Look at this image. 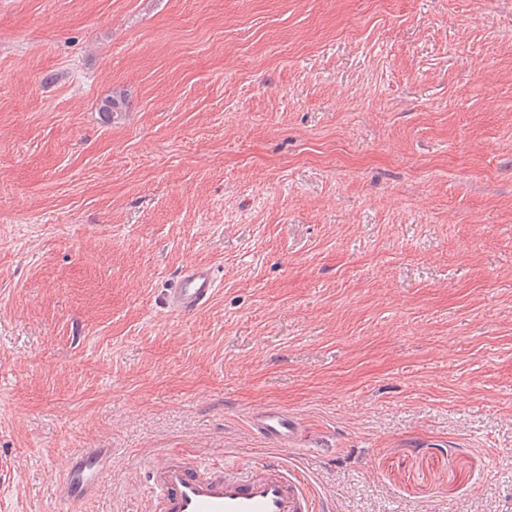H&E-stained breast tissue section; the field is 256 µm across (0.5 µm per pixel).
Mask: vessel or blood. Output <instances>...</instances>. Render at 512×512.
Instances as JSON below:
<instances>
[{
    "label": "vessel or blood",
    "mask_w": 512,
    "mask_h": 512,
    "mask_svg": "<svg viewBox=\"0 0 512 512\" xmlns=\"http://www.w3.org/2000/svg\"><path fill=\"white\" fill-rule=\"evenodd\" d=\"M217 291L212 269L187 263L166 294L172 314L191 316L207 307ZM250 426L279 448L291 447L298 424L287 411L267 406L253 412ZM103 449L88 448L63 465L56 497L82 503L101 482ZM145 479L151 490L148 512H315L317 495L309 480L287 463L273 459L259 466L233 460L221 465L171 450L150 460Z\"/></svg>",
    "instance_id": "obj_1"
}]
</instances>
